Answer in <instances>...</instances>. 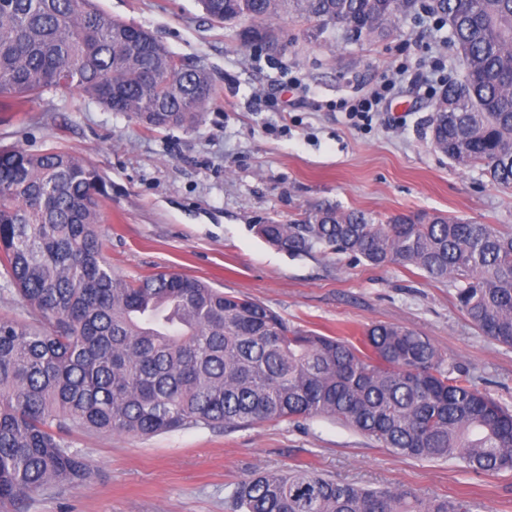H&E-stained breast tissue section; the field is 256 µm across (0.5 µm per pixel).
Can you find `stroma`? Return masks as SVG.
<instances>
[{
  "label": "stroma",
  "mask_w": 512,
  "mask_h": 512,
  "mask_svg": "<svg viewBox=\"0 0 512 512\" xmlns=\"http://www.w3.org/2000/svg\"><path fill=\"white\" fill-rule=\"evenodd\" d=\"M96 4L205 68L215 87L189 129H151L66 89L0 112V145L57 147L99 169L115 272L183 273L260 301L291 327L353 342L373 324L409 327L512 407V347L476 329L446 284L348 254L293 256L253 231L271 219L297 222L323 202L380 217L439 212L512 225V189L481 166L455 165L431 143L435 103L462 76L443 20L410 11L375 38L355 41L339 29L327 44L310 38L314 20L286 6L269 22L288 45L278 52L243 42L237 25L210 21L200 0ZM384 84L386 100L366 119L342 111ZM67 440L90 461L89 483L32 493L20 512H236L230 494L239 481L301 467L373 489L471 500L479 512H512V472L399 457L327 417L145 438L75 430Z\"/></svg>",
  "instance_id": "35a3bbf8"
}]
</instances>
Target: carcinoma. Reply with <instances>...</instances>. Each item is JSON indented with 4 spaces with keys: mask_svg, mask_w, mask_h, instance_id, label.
<instances>
[{
    "mask_svg": "<svg viewBox=\"0 0 512 512\" xmlns=\"http://www.w3.org/2000/svg\"><path fill=\"white\" fill-rule=\"evenodd\" d=\"M291 2L340 22L354 40L382 34L413 0H201L216 22L264 26ZM463 81L436 103L433 147L512 188V0H438ZM82 91L153 127L191 126L212 97L207 71L92 0H0V112L48 89ZM102 177L66 151L0 147V264L26 318L0 319V506L79 488L91 467L73 428L147 437L193 426L250 427L331 417L400 457L512 470V408L479 389L424 336L374 324L359 344L292 330L265 306L196 278L112 270L101 235ZM292 256L328 249L372 266H411L455 291L485 336L512 345V227L439 213L384 220L331 204L293 224H255ZM241 512H473L463 499L368 489L309 468L236 484Z\"/></svg>",
    "mask_w": 512,
    "mask_h": 512,
    "instance_id": "obj_1",
    "label": "carcinoma"
}]
</instances>
